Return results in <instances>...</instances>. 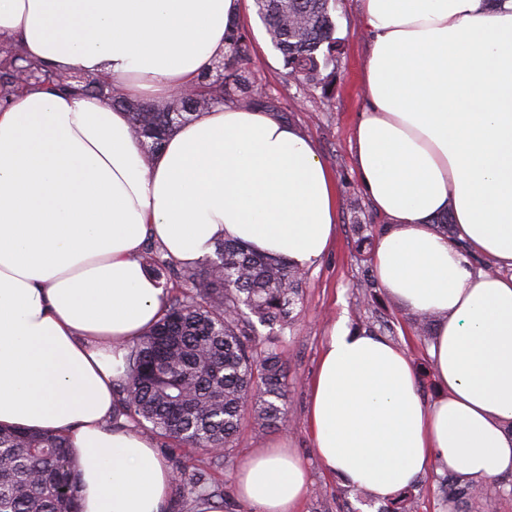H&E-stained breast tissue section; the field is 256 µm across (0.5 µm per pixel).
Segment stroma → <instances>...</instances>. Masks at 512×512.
Instances as JSON below:
<instances>
[{"label":"stroma","instance_id":"stroma-1","mask_svg":"<svg viewBox=\"0 0 512 512\" xmlns=\"http://www.w3.org/2000/svg\"><path fill=\"white\" fill-rule=\"evenodd\" d=\"M359 4L360 0H336V35L343 49L334 65V83L325 94L306 91L289 75L271 47L254 6L245 7L242 27L252 46V78L278 98L289 123L303 130L329 164L337 188L338 217L336 242L321 262L300 273L299 296L289 325L280 333L288 372L287 426L264 430L252 416H244L223 465L211 473L226 493L217 512H250L235 493L237 468L253 449L283 439L309 461V490L298 512H379L380 501L363 491L345 488L312 458L307 424L309 384L334 323L349 320L356 328L407 348L423 379L422 396L430 400L438 393L426 354L431 319L403 310L372 280L371 247L383 221L354 171L350 142L358 115L366 106L369 39L360 28Z\"/></svg>","mask_w":512,"mask_h":512}]
</instances>
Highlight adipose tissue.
Instances as JSON below:
<instances>
[{"mask_svg":"<svg viewBox=\"0 0 512 512\" xmlns=\"http://www.w3.org/2000/svg\"><path fill=\"white\" fill-rule=\"evenodd\" d=\"M244 0H0V40L64 76L109 74L160 102L226 50ZM369 105L354 166L386 220L379 285L434 317L439 396L420 395L402 347L335 324L311 385L320 466L385 500L430 468L512 480V0H362ZM326 161L270 112L219 106L148 156L126 112L32 86L0 102V426L66 434L82 512H166L174 474L151 441L114 429L128 345L165 290L145 239L194 264L236 240L306 271L336 234ZM450 215L451 233L434 220ZM493 272L474 266V258ZM308 465L285 443L253 450L235 477L254 512H295Z\"/></svg>","mask_w":512,"mask_h":512,"instance_id":"obj_1","label":"adipose tissue"}]
</instances>
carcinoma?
<instances>
[{
	"mask_svg": "<svg viewBox=\"0 0 512 512\" xmlns=\"http://www.w3.org/2000/svg\"><path fill=\"white\" fill-rule=\"evenodd\" d=\"M272 48L307 90L326 88L336 62L332 0H254ZM224 82L203 74L194 86L197 111L235 106L279 114L275 98L250 81L247 33H227ZM133 134L148 154L158 152L186 117L149 112L151 104L116 91ZM148 269L174 275L179 292L166 295L164 314L128 347L126 378L118 384L112 425L131 427L168 445L199 449L217 466L233 442L244 411L261 426H286V361L280 340L262 336L255 323L288 324L299 291L290 287L288 260L224 240L197 266L176 268L165 251L142 255ZM178 503L224 496L204 470L175 472ZM78 474L66 439L52 430L0 428V512H80Z\"/></svg>",
	"mask_w": 512,
	"mask_h": 512,
	"instance_id": "1",
	"label": "carcinoma"
}]
</instances>
